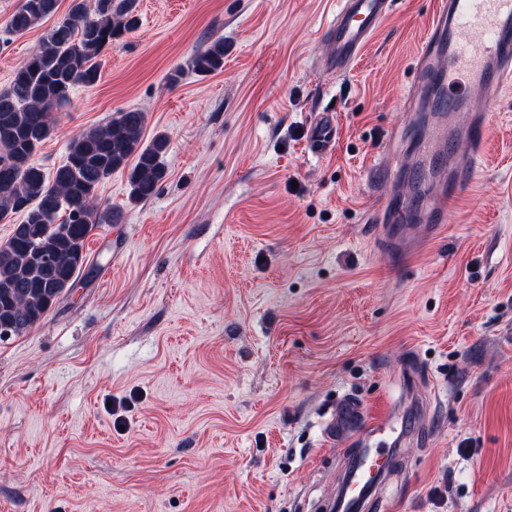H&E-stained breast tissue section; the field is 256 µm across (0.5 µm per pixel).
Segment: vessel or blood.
<instances>
[{
	"label": "vessel or blood",
	"mask_w": 512,
	"mask_h": 512,
	"mask_svg": "<svg viewBox=\"0 0 512 512\" xmlns=\"http://www.w3.org/2000/svg\"><path fill=\"white\" fill-rule=\"evenodd\" d=\"M437 7L417 58L415 91L436 93V105L450 121L432 127L425 139L414 175L423 187L426 204L418 211L381 199L370 211L375 224H393L387 241L395 253L414 251L420 244L411 228L423 225L426 238L439 236L457 200L474 183L486 154L491 113L504 86L512 84V0H436ZM391 0H339L325 36L329 70L346 75L372 36L389 16ZM482 98L485 111H473L472 98ZM336 138L332 122L309 125L308 150L329 153ZM410 427L405 410L385 406L367 412L356 400L341 401L326 423L327 443L350 438L359 446V459L350 465L340 491L344 512H367Z\"/></svg>",
	"instance_id": "obj_1"
}]
</instances>
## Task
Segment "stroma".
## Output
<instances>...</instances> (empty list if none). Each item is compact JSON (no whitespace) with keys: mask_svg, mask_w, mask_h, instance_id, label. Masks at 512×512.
<instances>
[{"mask_svg":"<svg viewBox=\"0 0 512 512\" xmlns=\"http://www.w3.org/2000/svg\"><path fill=\"white\" fill-rule=\"evenodd\" d=\"M0 89L44 27L13 35ZM336 0H138L139 25L35 161L119 111L166 135V176L86 242L79 284L0 343V512H332L358 449L321 431L343 398L416 404L380 487L388 512H512V85L445 235L384 250L377 200L421 199L406 97L433 0H396L346 78L325 71ZM224 43L222 71L189 62ZM178 82H170L173 71ZM333 114L331 154L309 124ZM335 138L336 130L332 122L312 123L307 129L306 146L312 154L324 156L332 150Z\"/></svg>","mask_w":512,"mask_h":512,"instance_id":"1","label":"stroma"}]
</instances>
